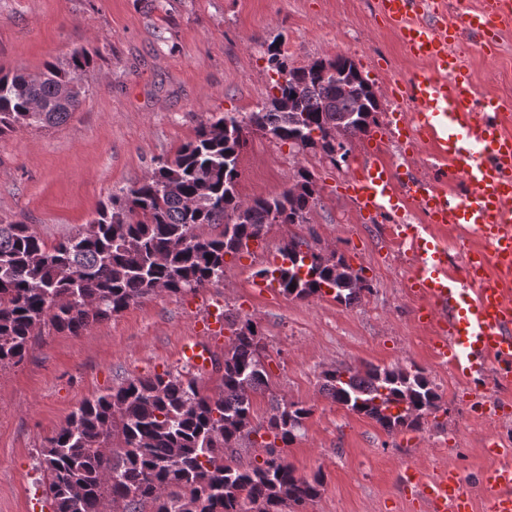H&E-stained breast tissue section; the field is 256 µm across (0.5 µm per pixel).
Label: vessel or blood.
I'll list each match as a JSON object with an SVG mask.
<instances>
[{
  "label": "vessel or blood",
  "instance_id": "obj_1",
  "mask_svg": "<svg viewBox=\"0 0 512 512\" xmlns=\"http://www.w3.org/2000/svg\"><path fill=\"white\" fill-rule=\"evenodd\" d=\"M444 0H378L377 14L394 25L407 53L423 67L385 89L388 98L413 103L414 112H395L369 134L373 142L363 164L344 182V193L362 218L386 213L400 216L406 205L421 212L426 226H448L478 236L483 245L468 250L458 271L448 268V254L424 226L407 224L408 256L414 268L410 291L423 302L417 320L435 333L436 352L469 376L491 375L496 389L512 388V120L502 104L478 95L452 47L472 35L480 49L493 50L501 28L512 25V0H493L457 21L446 18ZM391 142L413 151L431 146L430 166L440 177L462 183L459 191L439 179L413 174L378 157L380 144ZM223 318L209 313L204 336L185 341L182 359L196 371L213 365L208 335ZM412 495L431 512H474L472 493L455 468L424 478L406 471ZM486 512H512V465L483 472L479 478Z\"/></svg>",
  "mask_w": 512,
  "mask_h": 512
}]
</instances>
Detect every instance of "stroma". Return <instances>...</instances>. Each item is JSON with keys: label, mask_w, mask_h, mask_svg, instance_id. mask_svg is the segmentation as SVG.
I'll return each mask as SVG.
<instances>
[{"label": "stroma", "mask_w": 512, "mask_h": 512, "mask_svg": "<svg viewBox=\"0 0 512 512\" xmlns=\"http://www.w3.org/2000/svg\"><path fill=\"white\" fill-rule=\"evenodd\" d=\"M273 42L293 67L351 57L378 92L419 67L394 26L377 19L375 0H0V69L37 74L82 50L90 59L86 98L63 124L0 136V222L30 225L49 243L75 233L110 196L173 158L199 124L263 103ZM456 51L475 91L512 110V29L491 53L465 40ZM363 151L354 141L350 164L336 165L250 134L239 157L241 197L281 192L306 167L318 197L307 223L270 226L207 288L156 293L77 336L44 335L22 363L0 368V512H53L39 465L44 440L87 399L132 379L190 373L180 346L212 309L260 327L271 380L253 400L255 421L270 416L276 398L312 409L281 451L297 474L324 475L304 512H424L403 489L407 466L427 477L455 466L472 481L512 464V455L488 452L512 446V420L487 421L469 378L434 361L433 334L418 326L407 292L408 258L387 224L364 222L339 190ZM293 239L343 254L372 293L348 308L257 287L255 271ZM369 362L424 370L441 401L421 431L386 434L322 394L324 370Z\"/></svg>", "instance_id": "1"}]
</instances>
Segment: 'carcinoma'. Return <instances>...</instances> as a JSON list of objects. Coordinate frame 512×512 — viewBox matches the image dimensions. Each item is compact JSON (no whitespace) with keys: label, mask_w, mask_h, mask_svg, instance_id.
Returning a JSON list of instances; mask_svg holds the SVG:
<instances>
[{"label":"carcinoma","mask_w":512,"mask_h":512,"mask_svg":"<svg viewBox=\"0 0 512 512\" xmlns=\"http://www.w3.org/2000/svg\"><path fill=\"white\" fill-rule=\"evenodd\" d=\"M266 53L277 75L267 101L200 125L173 160L158 162L124 199L101 204L92 234L80 229L48 244L26 224L0 223V367L20 364L45 329L77 336L158 289L206 288L224 278L226 258L269 226L307 223L318 197L305 167L278 194L240 199L244 143L236 127L250 124L344 163L348 145L378 125V96L348 57L328 59L323 74L316 61L291 67L277 48ZM88 64L76 51L66 69L0 71V136L65 122L85 90L66 101L60 90L83 83ZM338 145L345 151L336 157ZM204 224L222 230L197 232ZM275 273L280 291L301 300L328 294L351 307L372 292L343 257L304 253L293 239ZM232 326L215 364L217 393L202 394L193 377L134 379L84 402L46 438L40 465L53 512H297L320 495L322 475H297L278 451L297 439L311 408L284 401L254 421L253 399L270 386L261 332L250 318ZM321 379L329 399L388 434L418 430L440 408V394L415 366H332ZM261 432L273 437L262 463L230 459L241 440Z\"/></svg>","instance_id":"1"}]
</instances>
